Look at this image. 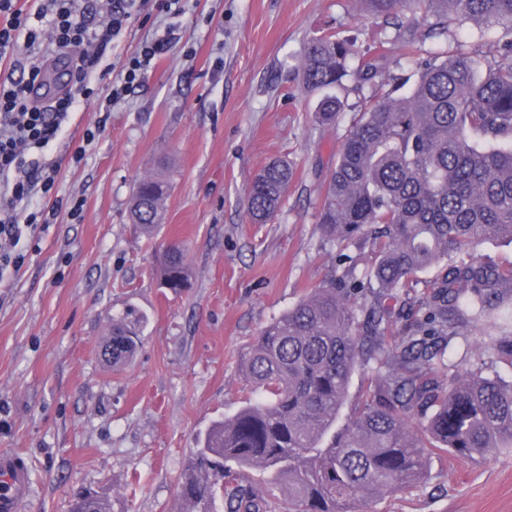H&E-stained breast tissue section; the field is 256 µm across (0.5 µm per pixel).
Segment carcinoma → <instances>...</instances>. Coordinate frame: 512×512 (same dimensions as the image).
Returning <instances> with one entry per match:
<instances>
[{
  "instance_id": "obj_1",
  "label": "carcinoma",
  "mask_w": 512,
  "mask_h": 512,
  "mask_svg": "<svg viewBox=\"0 0 512 512\" xmlns=\"http://www.w3.org/2000/svg\"><path fill=\"white\" fill-rule=\"evenodd\" d=\"M395 27L408 17L435 40L470 21L501 29L496 49L423 56L420 41L401 40L417 69L415 83L387 76L379 57L355 73L359 85L390 86L354 119L322 185L318 224L347 251L335 281L311 289L267 324L243 356L259 398L212 424L179 484V512H275L265 489L227 464L269 473L287 495L286 512H363L373 500L424 480L435 450L486 459L512 448V384L460 366L448 371L438 339L470 309L490 315L512 293V266L477 257L493 240L512 243V0H359ZM350 40L324 32L303 47L299 72L320 94L316 117L333 125L344 109L337 91L350 77ZM294 170L268 162L244 206L255 224L277 216ZM171 189L164 175L138 180L130 220L145 230L164 223ZM470 261L457 262L461 252ZM429 282L424 319L393 332L386 301ZM161 285L187 287L179 242L159 258ZM143 317L129 309L111 319L102 355L120 366L140 340ZM488 349L512 366V331ZM363 391L349 398L355 371ZM346 421L336 426L344 408ZM70 512H111L91 493Z\"/></svg>"
}]
</instances>
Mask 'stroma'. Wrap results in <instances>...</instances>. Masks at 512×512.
Instances as JSON below:
<instances>
[{
  "instance_id": "obj_1",
  "label": "stroma",
  "mask_w": 512,
  "mask_h": 512,
  "mask_svg": "<svg viewBox=\"0 0 512 512\" xmlns=\"http://www.w3.org/2000/svg\"><path fill=\"white\" fill-rule=\"evenodd\" d=\"M176 25L170 54L113 106L98 140L82 143L97 102L72 112L45 157L59 198L83 199V218L59 209L0 289V451L31 465L26 512H69L82 488L112 512H177L190 455L251 396L243 354L336 273L317 222L321 187L345 130L382 90H341L335 125L318 126L299 76L304 42L338 31L353 41L350 70L381 43L393 74L413 72L395 29L361 15L357 0H189ZM164 157L172 188L164 224L148 235L128 203ZM275 158L294 177L276 220L250 223L245 194ZM172 238L187 246L190 273L176 293L156 274ZM130 307L144 318L141 342L115 370L100 351L112 317ZM511 329V300L498 317H463L444 343L449 365L512 381V367L485 348ZM367 510L512 512V449L487 460L434 452L426 480Z\"/></svg>"
}]
</instances>
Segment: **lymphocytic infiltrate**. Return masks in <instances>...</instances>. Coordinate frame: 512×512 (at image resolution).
<instances>
[{
  "label": "lymphocytic infiltrate",
  "instance_id": "lymphocytic-infiltrate-1",
  "mask_svg": "<svg viewBox=\"0 0 512 512\" xmlns=\"http://www.w3.org/2000/svg\"><path fill=\"white\" fill-rule=\"evenodd\" d=\"M149 4L169 23L122 62L119 81L98 99V117L83 133L87 143L105 131L112 104L143 83L171 50L176 42L173 21L183 14L185 0H42L32 11L18 8L16 0H0V60L46 42L71 64L66 89L45 103L31 96L42 81L38 64L0 78V284L14 277L25 261L27 242L55 216L32 205L34 197L56 194L57 169L41 162L40 152L81 102L97 99L93 81L101 64L125 27Z\"/></svg>",
  "mask_w": 512,
  "mask_h": 512
}]
</instances>
